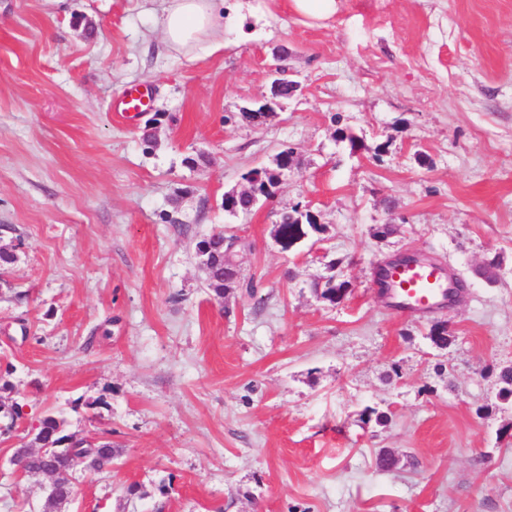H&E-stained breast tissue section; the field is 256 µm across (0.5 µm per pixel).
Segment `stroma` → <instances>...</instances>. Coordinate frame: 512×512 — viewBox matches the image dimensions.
I'll return each instance as SVG.
<instances>
[{"mask_svg": "<svg viewBox=\"0 0 512 512\" xmlns=\"http://www.w3.org/2000/svg\"><path fill=\"white\" fill-rule=\"evenodd\" d=\"M164 6L0 0V398L25 411L0 417V512L44 508L10 459L47 414L120 450L67 512H512V0H336L321 22L224 0L223 46L188 53ZM280 58L300 89L250 125ZM133 86L151 105L126 119ZM288 146L275 196L225 213ZM297 204L328 231L285 251ZM220 230L239 276L219 296L196 244ZM408 253L461 278L459 303L387 307L374 268ZM333 258L335 306L311 288ZM150 104L148 88L134 86L128 89L114 107L115 112L139 113L145 111Z\"/></svg>", "mask_w": 512, "mask_h": 512, "instance_id": "stroma-1", "label": "stroma"}]
</instances>
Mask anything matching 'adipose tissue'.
Instances as JSON below:
<instances>
[{
    "mask_svg": "<svg viewBox=\"0 0 512 512\" xmlns=\"http://www.w3.org/2000/svg\"><path fill=\"white\" fill-rule=\"evenodd\" d=\"M216 28L214 0H167L162 17L165 42L173 49L191 51Z\"/></svg>",
    "mask_w": 512,
    "mask_h": 512,
    "instance_id": "1",
    "label": "adipose tissue"
}]
</instances>
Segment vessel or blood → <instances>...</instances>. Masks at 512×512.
I'll return each instance as SVG.
<instances>
[{
    "mask_svg": "<svg viewBox=\"0 0 512 512\" xmlns=\"http://www.w3.org/2000/svg\"><path fill=\"white\" fill-rule=\"evenodd\" d=\"M150 104L148 88L128 89L115 106L120 113H139ZM385 281L393 304L403 306L405 312H420L436 307L446 299L451 288V276L434 262L407 261L388 266Z\"/></svg>",
    "mask_w": 512,
    "mask_h": 512,
    "instance_id": "1",
    "label": "vessel or blood"
}]
</instances>
